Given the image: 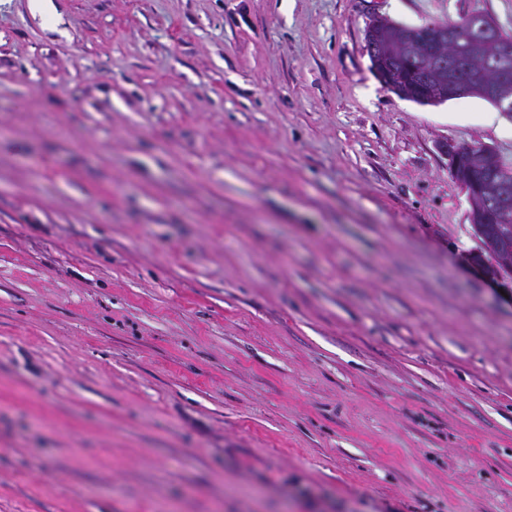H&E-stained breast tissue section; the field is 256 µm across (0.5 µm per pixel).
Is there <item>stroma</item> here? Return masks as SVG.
Wrapping results in <instances>:
<instances>
[{"label": "stroma", "mask_w": 512, "mask_h": 512, "mask_svg": "<svg viewBox=\"0 0 512 512\" xmlns=\"http://www.w3.org/2000/svg\"><path fill=\"white\" fill-rule=\"evenodd\" d=\"M0 0V512H512V282L371 15L512 0Z\"/></svg>", "instance_id": "1"}]
</instances>
